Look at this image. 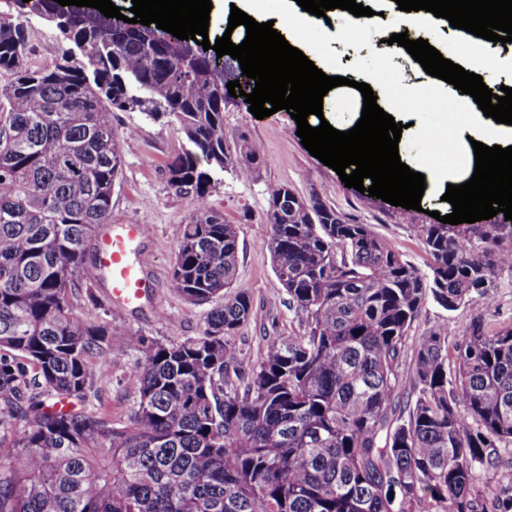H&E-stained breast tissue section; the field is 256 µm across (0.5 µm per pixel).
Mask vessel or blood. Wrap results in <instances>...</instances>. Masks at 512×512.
Masks as SVG:
<instances>
[{
  "instance_id": "obj_1",
  "label": "vessel or blood",
  "mask_w": 512,
  "mask_h": 512,
  "mask_svg": "<svg viewBox=\"0 0 512 512\" xmlns=\"http://www.w3.org/2000/svg\"><path fill=\"white\" fill-rule=\"evenodd\" d=\"M141 233V225L129 224L122 232L102 234L97 245V268L108 276L113 300L125 306L139 303L153 288L129 259L130 247Z\"/></svg>"
}]
</instances>
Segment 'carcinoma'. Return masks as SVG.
Listing matches in <instances>:
<instances>
[{
  "label": "carcinoma",
  "mask_w": 512,
  "mask_h": 512,
  "mask_svg": "<svg viewBox=\"0 0 512 512\" xmlns=\"http://www.w3.org/2000/svg\"><path fill=\"white\" fill-rule=\"evenodd\" d=\"M23 17L17 0L0 8V512H512V481L481 476L512 445V325L484 317L512 271V225H414L424 274L368 225L268 186L262 247L305 332L263 337L246 371L233 338L256 311L230 293L237 226L208 198L225 171L259 177L265 155L224 131V70L188 51L200 35L172 45L94 8L33 66ZM114 109L178 124L167 183L195 208L169 287L221 300L194 337L123 330L140 362L116 423L45 401L85 400L112 355V322L75 300L122 172ZM429 298L476 312L454 359L446 322L414 344L406 393L400 362Z\"/></svg>",
  "instance_id": "1"
}]
</instances>
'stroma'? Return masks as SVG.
<instances>
[{
	"mask_svg": "<svg viewBox=\"0 0 512 512\" xmlns=\"http://www.w3.org/2000/svg\"><path fill=\"white\" fill-rule=\"evenodd\" d=\"M373 11L372 17L352 23L342 12L332 16L340 34L325 38L313 31L306 38H294L293 44L318 69L332 76L352 77L366 70L385 68L408 87L451 95L452 85L428 75L397 45L391 44L395 31L394 10L390 0H361ZM33 63L51 62L65 47L55 27L38 17L26 21ZM112 126L120 136L122 175L112 196V222L108 229L118 232L124 225L143 227L132 258L155 288L139 306L121 308L114 303L108 280L91 279L82 291L79 313L94 322L110 321L130 331L160 340H180L198 335L205 326L211 303L195 304L175 293L169 286L176 244L184 224L193 211V203L176 195L167 184L166 165L181 153L185 141L177 124L155 123L139 112L114 111ZM224 128L245 134L260 144L265 163L255 180H243L223 173L210 205L236 224L239 233V265L234 290L247 292L254 303L255 321L242 327L234 341L243 367L255 365L263 351L264 332L282 334L302 332L300 317L288 305L261 243L270 233L265 220V187L280 183L302 196H316L344 219L368 225L385 238L404 260L427 271L430 258L416 238L413 227L431 223L432 212L447 214V203L429 197L420 210L405 209L370 197L368 193L345 187L339 175L304 148L297 135L298 126L289 110H280L264 119H256L240 97H228L224 104ZM473 310L463 306L453 312L426 302L408 333L416 343L440 322H448L453 333L449 343L463 335ZM138 364L137 356L115 348L107 363L97 371L94 388L81 407L89 412L105 410L113 418H127L136 401L126 384L128 373Z\"/></svg>",
	"mask_w": 512,
	"mask_h": 512,
	"instance_id": "1",
	"label": "stroma"
}]
</instances>
